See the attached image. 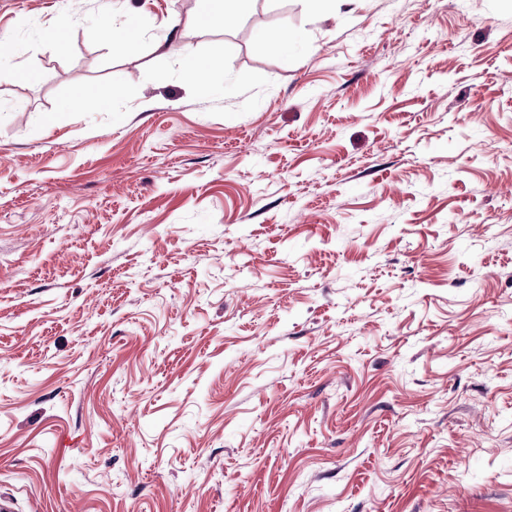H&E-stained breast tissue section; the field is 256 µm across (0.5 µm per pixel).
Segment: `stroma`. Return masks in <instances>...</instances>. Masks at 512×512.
<instances>
[{"label":"stroma","mask_w":512,"mask_h":512,"mask_svg":"<svg viewBox=\"0 0 512 512\" xmlns=\"http://www.w3.org/2000/svg\"><path fill=\"white\" fill-rule=\"evenodd\" d=\"M68 4L0 0V512H512V0ZM250 0H203L197 22L204 27L224 26L233 7L243 10ZM88 35L97 41L112 47L131 48L135 44L136 31L129 24L126 26L95 25L88 30ZM180 55L182 57V76L186 81L197 83L204 76H209L210 82L214 79L213 67L208 63L200 62L188 48H182ZM68 106L77 112H89L102 109L105 102L94 92L88 89H80L69 100Z\"/></svg>","instance_id":"stroma-1"}]
</instances>
